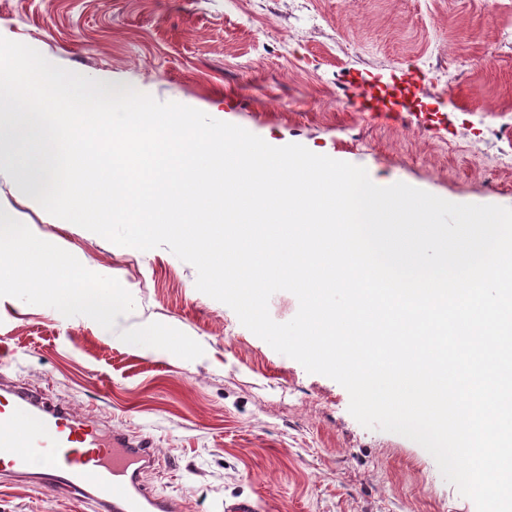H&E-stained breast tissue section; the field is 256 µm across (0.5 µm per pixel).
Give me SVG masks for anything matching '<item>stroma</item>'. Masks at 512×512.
Wrapping results in <instances>:
<instances>
[{
	"instance_id": "35a3bbf8",
	"label": "stroma",
	"mask_w": 512,
	"mask_h": 512,
	"mask_svg": "<svg viewBox=\"0 0 512 512\" xmlns=\"http://www.w3.org/2000/svg\"><path fill=\"white\" fill-rule=\"evenodd\" d=\"M0 36L90 78L245 128L273 146L364 167L459 204L512 208V0H0ZM422 104L364 112L374 84ZM0 169V222L29 225L66 262L105 268L110 330L13 282L23 243L0 239V371L81 417L151 437L147 480L182 512L250 499L258 512H476L416 442L361 425L312 374L198 291L168 247L115 245L48 214ZM161 329L169 344L121 334ZM0 512H95L0 477Z\"/></svg>"
}]
</instances>
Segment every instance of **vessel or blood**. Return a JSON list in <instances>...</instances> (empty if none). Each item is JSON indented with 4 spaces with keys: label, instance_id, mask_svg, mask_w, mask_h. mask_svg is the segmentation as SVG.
<instances>
[{
    "label": "vessel or blood",
    "instance_id": "vessel-or-blood-1",
    "mask_svg": "<svg viewBox=\"0 0 512 512\" xmlns=\"http://www.w3.org/2000/svg\"><path fill=\"white\" fill-rule=\"evenodd\" d=\"M413 103L410 88L369 87L366 112H400ZM156 450L148 436L100 427L19 388L0 374V473L57 495L92 500L96 512H178L151 488Z\"/></svg>",
    "mask_w": 512,
    "mask_h": 512
}]
</instances>
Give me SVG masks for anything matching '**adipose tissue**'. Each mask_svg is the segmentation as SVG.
Here are the masks:
<instances>
[{"label":"adipose tissue","instance_id":"obj_1","mask_svg":"<svg viewBox=\"0 0 512 512\" xmlns=\"http://www.w3.org/2000/svg\"><path fill=\"white\" fill-rule=\"evenodd\" d=\"M43 265L42 274L17 279V287L36 293L49 291L61 309L80 311L100 328L109 327L117 311L109 273L59 261L49 251L44 254Z\"/></svg>","mask_w":512,"mask_h":512}]
</instances>
